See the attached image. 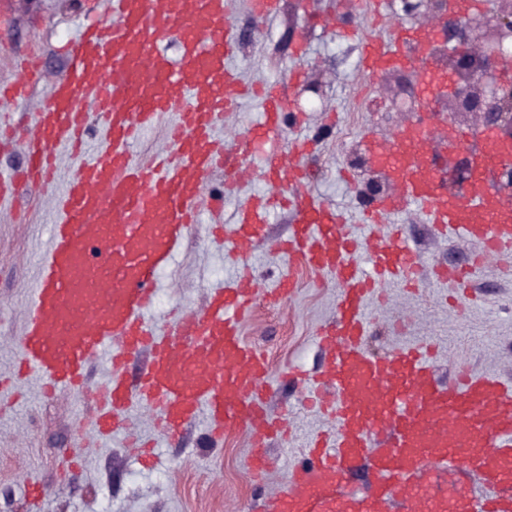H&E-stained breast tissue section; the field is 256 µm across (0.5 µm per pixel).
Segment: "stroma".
Masks as SVG:
<instances>
[{
  "mask_svg": "<svg viewBox=\"0 0 512 512\" xmlns=\"http://www.w3.org/2000/svg\"><path fill=\"white\" fill-rule=\"evenodd\" d=\"M104 11L105 0H0V83L13 79L17 57L34 51L41 60L28 98L0 112V127L31 125L51 82L65 72L69 43ZM343 11L336 0H281L279 15L251 26L231 63L250 84L278 82L290 69H304L303 82L285 88L282 146L290 148L300 136L307 140V190L343 212L347 234L360 240L365 234L358 222L365 205L360 189L369 170L354 162L359 141L367 131L390 134L407 117L382 111L377 83L360 72L361 37L385 35V24L361 14L358 34L345 37L340 33ZM313 81L322 86L323 108L295 110L305 84ZM265 190L262 180H253L225 197L221 213L203 215L160 276L150 313L155 323L168 327L175 311L201 310L211 288L233 279L237 266L225 247L211 240L208 228L220 224L225 235H232L241 206ZM55 221L48 192L0 205V512H29L25 489L30 478L46 488L37 512H263L261 491L249 479L244 436L214 442L201 417L174 441L158 430L150 412L134 411L128 428L92 442L83 429L92 413L86 393L48 396L36 376H16V342ZM397 222L421 258L423 273L415 291L385 286L387 301L373 310L368 349L384 354L429 339L435 344L439 383L452 381L464 367L512 379V256L477 270L468 287L448 299L431 284L433 267L467 266L477 245L438 235L410 210ZM290 224L288 211H276L264 239L252 248L249 265L264 287H272L289 264L275 244L288 236ZM296 279L290 300L259 299L243 326L246 341L272 364L269 402L292 432L290 440L268 447L275 464L267 477L271 484L282 481L286 462L301 459L309 436L334 429L305 404L289 372L321 370L315 333L334 317L337 285L306 270ZM132 434L152 442L153 465L129 448ZM67 449L80 453L79 469L60 462L59 452Z\"/></svg>",
  "mask_w": 512,
  "mask_h": 512,
  "instance_id": "obj_1",
  "label": "stroma"
}]
</instances>
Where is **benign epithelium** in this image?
Listing matches in <instances>:
<instances>
[{
    "mask_svg": "<svg viewBox=\"0 0 512 512\" xmlns=\"http://www.w3.org/2000/svg\"><path fill=\"white\" fill-rule=\"evenodd\" d=\"M402 10L414 17L446 16L444 36L450 49L462 42L474 45L471 53L450 54L454 84L446 99L448 115L457 119L472 115L483 127L512 138V84L502 82L498 73L499 64L512 57V9L498 7L463 22L447 14L448 0H402ZM419 83L416 69L389 74L382 96L385 111L415 112L423 99L413 95ZM451 171L453 179L466 182L471 176L467 156H459Z\"/></svg>",
    "mask_w": 512,
    "mask_h": 512,
    "instance_id": "benign-epithelium-1",
    "label": "benign epithelium"
}]
</instances>
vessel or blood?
I'll list each match as a JSON object with an SVG mask.
<instances>
[{"mask_svg": "<svg viewBox=\"0 0 512 512\" xmlns=\"http://www.w3.org/2000/svg\"><path fill=\"white\" fill-rule=\"evenodd\" d=\"M280 4L249 0L242 16L234 0H108L105 17L71 43L68 70L33 127L5 128L7 138L25 142L26 160L0 173V202L53 185L62 155L83 152L89 125L107 144L55 197L58 219L16 345L18 369L37 375L53 395L84 388L89 361L106 357L112 374L93 390L92 435L109 437L137 405L175 439L203 412L212 438L247 436L248 471L259 482L271 467L267 443L290 433L268 408L270 364L245 342L241 319L259 296L290 299L297 270L323 273L338 284L336 318L315 336L327 365L299 381L336 431L315 435L306 461L288 466L269 488L268 512H390L395 504L401 512H512V382L466 371L442 385L430 344L385 355L365 344L368 303L379 300L382 283L414 284L422 269L398 229L380 231L389 218L412 210L440 234L479 245L471 266L435 268V283L451 291L489 259L512 253V191L494 180L512 163V140L483 134L472 176L453 185L450 157L470 135L449 126L436 106L448 89L432 55L444 38L443 20L396 23L387 36L364 38L365 76L419 65L426 103L389 137L361 138L393 191L362 210L367 233L356 244L343 230L344 216L304 189L306 143L288 151L274 145L282 128L280 83L247 84L227 64L241 47L244 21L274 17ZM166 38L178 42L177 58L159 51ZM15 68L14 82L0 88L1 106L26 96L37 74L34 55ZM249 97L260 100V117L227 148L215 131ZM165 116L168 149L135 160L131 145ZM217 168L226 174L224 192L204 195ZM256 172L268 190L239 214L228 246L236 276L210 293L204 311L181 315L172 331L156 328L147 314L161 272L202 210L222 209L225 196ZM278 209L295 217L279 244L289 266L264 291L248 257ZM142 354L148 363L129 385L127 367ZM360 463L373 486L352 494L344 482Z\"/></svg>", "mask_w": 512, "mask_h": 512, "instance_id": "1", "label": "vessel or blood"}]
</instances>
